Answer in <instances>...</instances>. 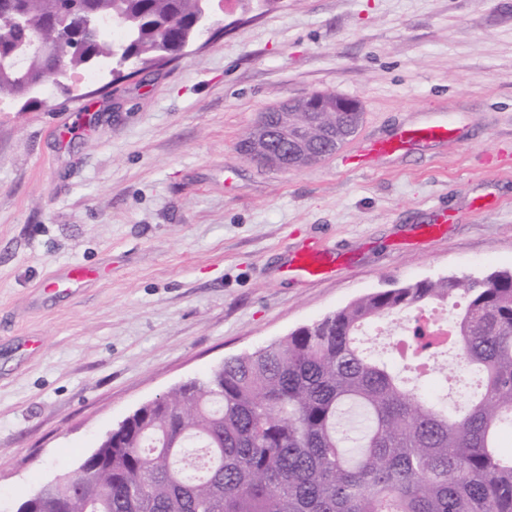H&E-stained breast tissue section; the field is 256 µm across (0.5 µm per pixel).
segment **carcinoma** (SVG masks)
<instances>
[{
  "mask_svg": "<svg viewBox=\"0 0 512 512\" xmlns=\"http://www.w3.org/2000/svg\"><path fill=\"white\" fill-rule=\"evenodd\" d=\"M223 0H0L17 19L7 55L34 30H69L74 70L89 57L152 65L218 23ZM112 16L129 38L87 23ZM55 66L0 67V102L33 101L24 86ZM360 112H321L312 129L355 128ZM460 299L448 366L413 323L404 343L371 356L363 326ZM512 270L417 281L368 294L310 325L158 397L91 453L86 482L67 476L34 495L36 512H512Z\"/></svg>",
  "mask_w": 512,
  "mask_h": 512,
  "instance_id": "carcinoma-1",
  "label": "carcinoma"
}]
</instances>
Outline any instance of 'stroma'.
<instances>
[{
	"instance_id": "stroma-1",
	"label": "stroma",
	"mask_w": 512,
	"mask_h": 512,
	"mask_svg": "<svg viewBox=\"0 0 512 512\" xmlns=\"http://www.w3.org/2000/svg\"><path fill=\"white\" fill-rule=\"evenodd\" d=\"M223 24L161 68L0 110V512L226 358L368 293L512 270V0H227ZM316 92L363 110L340 150L292 171L238 152ZM441 122L453 138L365 155ZM308 246L331 273L293 272Z\"/></svg>"
}]
</instances>
